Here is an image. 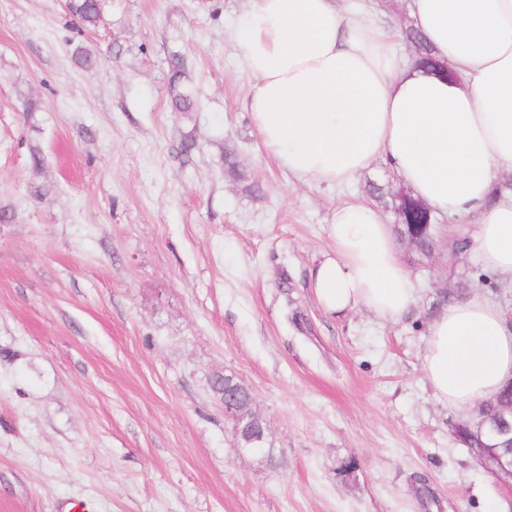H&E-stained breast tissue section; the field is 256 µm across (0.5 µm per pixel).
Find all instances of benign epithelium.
I'll use <instances>...</instances> for the list:
<instances>
[{"instance_id":"1","label":"benign epithelium","mask_w":512,"mask_h":512,"mask_svg":"<svg viewBox=\"0 0 512 512\" xmlns=\"http://www.w3.org/2000/svg\"><path fill=\"white\" fill-rule=\"evenodd\" d=\"M410 194L404 189L392 195L391 211L394 224L400 228L407 225L404 214V202ZM224 414L234 420L236 428H244L246 436L239 445L241 454H254L260 451V443L264 435L261 418L253 411L244 413L239 410L234 393L226 389L223 395ZM512 417V405L502 402L499 398L487 400L475 409L474 413L463 424L456 423L453 433L457 440L470 447L471 437L479 434L488 439L481 448H472L471 452L488 466L491 471L502 479L512 480V424L504 426L501 421Z\"/></svg>"}]
</instances>
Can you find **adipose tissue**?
I'll return each instance as SVG.
<instances>
[{"mask_svg": "<svg viewBox=\"0 0 512 512\" xmlns=\"http://www.w3.org/2000/svg\"><path fill=\"white\" fill-rule=\"evenodd\" d=\"M412 26L452 76L401 58L396 35L338 0H248L231 35L249 79L245 106L266 150L297 180L344 184L382 161L480 264L512 282V0H411ZM314 267L329 313L399 319L415 288L393 225L358 202L336 206ZM423 371L442 406L467 409L512 382V317L481 295L442 304Z\"/></svg>", "mask_w": 512, "mask_h": 512, "instance_id": "obj_1", "label": "adipose tissue"}]
</instances>
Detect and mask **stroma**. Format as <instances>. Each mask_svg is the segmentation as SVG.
Returning <instances> with one entry per match:
<instances>
[{"instance_id": "1", "label": "stroma", "mask_w": 512, "mask_h": 512, "mask_svg": "<svg viewBox=\"0 0 512 512\" xmlns=\"http://www.w3.org/2000/svg\"><path fill=\"white\" fill-rule=\"evenodd\" d=\"M70 3L0 0V512H512L421 365L437 283L507 310L512 286L441 234L401 254L402 320L326 313L331 213L386 166L276 164L230 39L246 0ZM224 374L265 452L239 453Z\"/></svg>"}]
</instances>
